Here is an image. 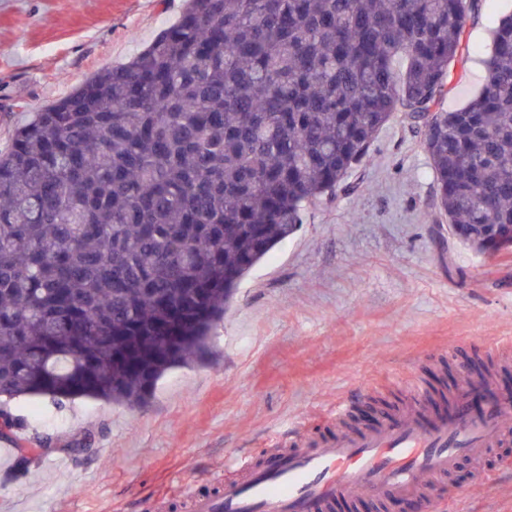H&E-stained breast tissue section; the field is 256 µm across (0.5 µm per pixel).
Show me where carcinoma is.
Instances as JSON below:
<instances>
[{"mask_svg":"<svg viewBox=\"0 0 512 512\" xmlns=\"http://www.w3.org/2000/svg\"><path fill=\"white\" fill-rule=\"evenodd\" d=\"M482 0H187L0 155V421L21 396L141 407L209 350L245 274L348 187L401 114L479 254L512 224V12L445 107ZM404 66L397 70L396 59ZM49 448H20L27 471Z\"/></svg>","mask_w":512,"mask_h":512,"instance_id":"obj_1","label":"carcinoma"}]
</instances>
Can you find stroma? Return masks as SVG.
I'll list each match as a JSON object with an SVG mask.
<instances>
[{
    "label": "stroma",
    "mask_w": 512,
    "mask_h": 512,
    "mask_svg": "<svg viewBox=\"0 0 512 512\" xmlns=\"http://www.w3.org/2000/svg\"><path fill=\"white\" fill-rule=\"evenodd\" d=\"M185 0H0V152L34 109L123 65L173 25ZM512 0H483L452 64L454 110L486 80L490 31ZM352 191L306 222L245 277L212 331L211 350L169 370L147 406L23 396L8 409L26 448L53 451L25 474L0 464V512H149L164 495L184 512L188 489H216L226 460L288 445L308 419L319 439L344 423L378 422L405 406L394 380L415 374L443 407L444 388L484 363L512 375V250L492 257L434 223L437 190L411 121L384 126ZM89 442L92 453H61ZM484 486L462 466L463 512H512V450L492 449Z\"/></svg>",
    "instance_id": "1"
}]
</instances>
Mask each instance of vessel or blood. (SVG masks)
Wrapping results in <instances>:
<instances>
[{
	"mask_svg": "<svg viewBox=\"0 0 512 512\" xmlns=\"http://www.w3.org/2000/svg\"><path fill=\"white\" fill-rule=\"evenodd\" d=\"M397 384L412 399L410 411L317 443L306 442L307 427L299 425L291 449L268 452L261 466L242 468L217 493H186L189 512H333L348 497L402 498L434 512L437 493L462 461L479 463L512 438V403L482 380L459 386L440 412L427 406L418 377Z\"/></svg>",
	"mask_w": 512,
	"mask_h": 512,
	"instance_id": "vessel-or-blood-1",
	"label": "vessel or blood"
}]
</instances>
